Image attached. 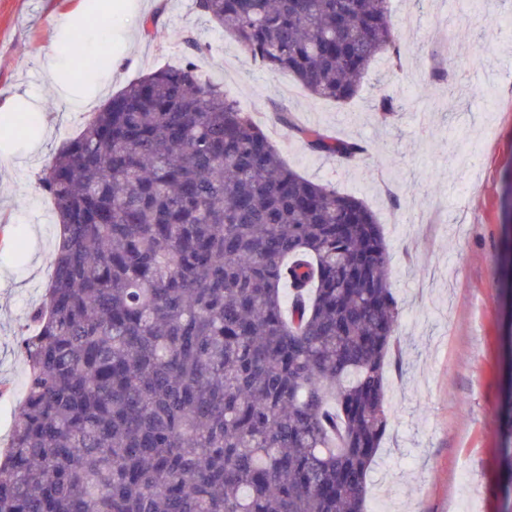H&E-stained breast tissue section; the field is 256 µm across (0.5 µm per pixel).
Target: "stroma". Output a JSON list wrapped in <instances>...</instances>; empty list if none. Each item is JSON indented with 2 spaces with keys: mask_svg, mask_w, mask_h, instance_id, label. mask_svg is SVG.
Segmentation results:
<instances>
[{
  "mask_svg": "<svg viewBox=\"0 0 512 512\" xmlns=\"http://www.w3.org/2000/svg\"><path fill=\"white\" fill-rule=\"evenodd\" d=\"M405 48L400 70L379 60L346 104L304 95L200 13L193 0H112L109 28L92 31L96 0H0V446L25 395L21 334L43 297L59 227L41 170L89 112L140 74L178 65L194 33L205 46L199 72L223 85L280 148L291 168L362 199L377 215L401 308L402 367L386 383L391 422L369 474L368 512H504L499 458L512 433L500 394L512 371L501 322L512 287L500 279L502 201L512 175V0H391ZM155 26H147L150 16ZM79 38L93 57L111 53L112 74L77 68L65 46ZM55 46L58 79L75 91L58 98L46 78ZM27 88L40 124H21ZM399 103L381 119L377 92ZM306 126L362 144L352 163L308 151L273 119V103Z\"/></svg>",
  "mask_w": 512,
  "mask_h": 512,
  "instance_id": "obj_1",
  "label": "stroma"
}]
</instances>
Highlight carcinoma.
I'll return each mask as SVG.
<instances>
[{"label": "carcinoma", "instance_id": "carcinoma-1", "mask_svg": "<svg viewBox=\"0 0 512 512\" xmlns=\"http://www.w3.org/2000/svg\"><path fill=\"white\" fill-rule=\"evenodd\" d=\"M194 8L338 104L400 55L389 0ZM274 115L312 153H364ZM39 181L60 243L21 341L0 512H367L400 309L364 201L290 169L190 60L108 98Z\"/></svg>", "mask_w": 512, "mask_h": 512}]
</instances>
